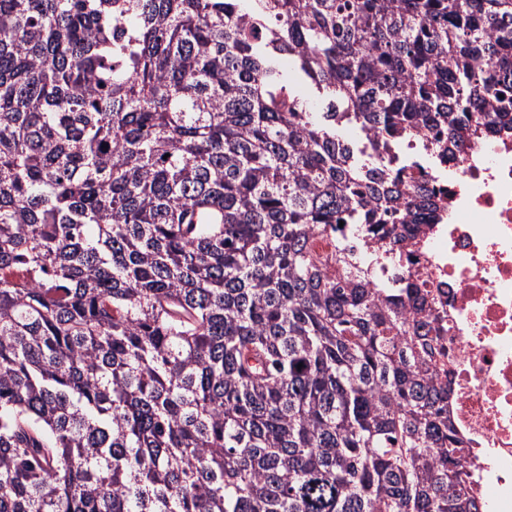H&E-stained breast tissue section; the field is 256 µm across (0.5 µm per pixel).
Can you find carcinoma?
<instances>
[{
	"mask_svg": "<svg viewBox=\"0 0 512 512\" xmlns=\"http://www.w3.org/2000/svg\"><path fill=\"white\" fill-rule=\"evenodd\" d=\"M490 134L512 0H0V512H479L386 269Z\"/></svg>",
	"mask_w": 512,
	"mask_h": 512,
	"instance_id": "1",
	"label": "carcinoma"
}]
</instances>
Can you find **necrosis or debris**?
Returning a JSON list of instances; mask_svg holds the SVG:
<instances>
[{
    "label": "necrosis or debris",
    "instance_id": "1",
    "mask_svg": "<svg viewBox=\"0 0 512 512\" xmlns=\"http://www.w3.org/2000/svg\"><path fill=\"white\" fill-rule=\"evenodd\" d=\"M449 208L417 240L455 366L450 416L483 512H512V139L427 166Z\"/></svg>",
    "mask_w": 512,
    "mask_h": 512
}]
</instances>
